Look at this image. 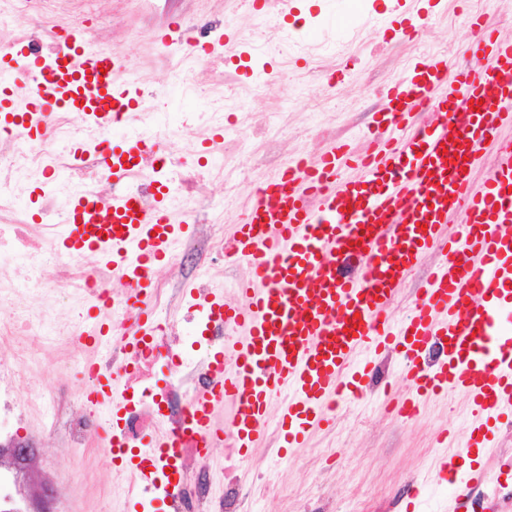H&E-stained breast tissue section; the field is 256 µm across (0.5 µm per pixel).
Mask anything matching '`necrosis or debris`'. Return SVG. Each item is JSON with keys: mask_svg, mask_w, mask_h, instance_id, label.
I'll list each match as a JSON object with an SVG mask.
<instances>
[{"mask_svg": "<svg viewBox=\"0 0 512 512\" xmlns=\"http://www.w3.org/2000/svg\"><path fill=\"white\" fill-rule=\"evenodd\" d=\"M56 0H22L16 14L31 53L44 68L61 63L69 51V36L93 45L97 29L90 19L98 13L97 0H81L65 21L55 19ZM192 31L184 54L173 64L177 81L186 90L198 88L208 72L228 73L230 58L219 52L200 58L197 50L219 43L221 36L210 21L201 17L185 19ZM256 58L275 54L281 59L294 56L297 40L285 39L268 17L257 18L253 28L241 33ZM102 127L93 125L89 114L57 113L45 136L32 140L16 132L0 134V339L12 340V347L0 353V512H26L20 494V469L29 462L27 441L17 430L39 403H53L57 421L49 434L59 453L78 455L94 446L104 457L124 448L140 447L152 434L174 436L170 460L153 459L151 491L168 500L172 512H225L223 497L212 492L213 461L199 451L189 424L194 397L215 383L207 355L223 343L225 326L205 304L209 299L206 263L224 255V236L206 218L208 202L203 196L205 181L226 178L222 158L198 164L178 178L170 194V212L182 211L191 203L190 214L198 233L172 248L167 263L174 283L159 292L158 303L188 302L183 317L170 316L141 336L135 348L124 343L130 320L124 311L113 309L120 294L114 290L111 270L85 265L80 254L64 255L55 242L53 215L61 194L86 196L111 205L104 188L110 178L105 162L94 148ZM138 174L127 191L141 205L157 202L154 186L168 170L158 157L139 158ZM40 182L46 203L40 223L30 222L17 200L22 187ZM73 294L86 306L111 310L107 335L112 344L98 356L94 372L86 373L85 386H93L99 373L121 376L123 390L118 423L110 437L94 440L100 428L98 413L66 388L27 393L23 386L33 364L44 353L62 345L78 348L89 327L81 312L60 317L54 297ZM167 369L169 378L158 381L157 372Z\"/></svg>", "mask_w": 512, "mask_h": 512, "instance_id": "4bbe7bcc", "label": "necrosis or debris"}]
</instances>
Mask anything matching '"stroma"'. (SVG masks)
I'll list each match as a JSON object with an SVG mask.
<instances>
[{
    "label": "stroma",
    "mask_w": 512,
    "mask_h": 512,
    "mask_svg": "<svg viewBox=\"0 0 512 512\" xmlns=\"http://www.w3.org/2000/svg\"><path fill=\"white\" fill-rule=\"evenodd\" d=\"M293 3L305 20L308 42L319 45L328 40L336 50L316 60L302 57L285 68L272 65L263 95L246 103L253 124L268 130L265 139L252 142L249 156L250 164L264 171H276L302 154L317 156L338 140L362 145L387 82L427 57L432 48L443 49L457 68L483 62L472 52L460 0H357L354 22L342 37L328 28L333 0ZM427 6L432 9L429 21L413 40H386L385 49L374 52V41L385 39L388 20L416 22L418 10ZM180 9L188 16L204 13L213 21H226L237 30L252 23L241 0H181ZM167 27V18L142 6L140 0H131L117 15L112 0H103L98 47L122 45L139 89L160 95L170 125L190 117L188 128L168 146L189 164L199 153L200 132L213 126L212 110L205 96L185 92L170 74L167 58L180 45L158 44L157 34ZM251 192L245 181L232 188L222 180L212 181L208 196L217 222L227 227L240 223ZM83 360L80 354L64 357L50 352L29 381L40 388L62 385L78 392ZM376 402L372 389L358 399H341L333 426L314 432L307 447L295 449L285 461L273 432L245 458L224 442L215 443L214 464L227 470L223 481L215 484V494H224L228 483L239 482L240 512H405L409 487L423 483L428 494L417 512H452L439 462L454 456L456 440L465 436L470 424L465 394L451 391L430 398L411 420L384 415L376 410ZM448 428L455 430L456 439L435 444V436ZM35 458L20 475L23 489L31 494L45 480H61L63 512H169L160 501L142 497L127 501V474L120 462L103 461L94 451L71 458L43 441ZM479 465L486 470L484 496L470 504L469 512H487L491 507L512 512V426L500 429L495 448L484 451ZM264 483L274 486L273 494L260 492Z\"/></svg>",
    "instance_id": "obj_1"
}]
</instances>
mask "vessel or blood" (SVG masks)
<instances>
[{
	"label": "vessel or blood",
	"mask_w": 512,
	"mask_h": 512,
	"mask_svg": "<svg viewBox=\"0 0 512 512\" xmlns=\"http://www.w3.org/2000/svg\"><path fill=\"white\" fill-rule=\"evenodd\" d=\"M468 21L475 49L488 60L483 70L452 83L447 57L428 56L386 86L364 149L339 141L317 157H297L254 193L229 238L232 257L249 265L240 300L211 305L236 334L210 356L219 390L194 399L192 427L203 445L224 435L247 455L268 432L272 400L285 392L280 446L305 447L338 398L370 385L371 357L383 351L401 354L410 386L403 396L385 390L387 414L408 418L428 397L464 391L479 424L460 446L463 454L493 447L498 426L512 423V322L503 319L512 311V141L498 146L483 183L471 182L485 142L512 119V40L502 39L486 15ZM27 72L32 95L0 89V125L33 139L56 105L93 113L108 97L129 111L142 99L104 51L74 46L68 66L48 82L37 65ZM141 147L108 145L115 180L129 175V159ZM345 166L357 178L342 179ZM455 210L466 222L452 236ZM68 213L60 250L97 253L131 286L118 307L152 319L154 266L187 225L158 208L136 211L123 194L112 198V229L92 224L84 199ZM432 252L439 261L416 288L408 315L395 319L398 291ZM118 386L101 379L86 394L107 431ZM227 403L233 414L217 425ZM442 479L459 504L484 474L447 468Z\"/></svg>",
	"instance_id": "obj_1"
}]
</instances>
